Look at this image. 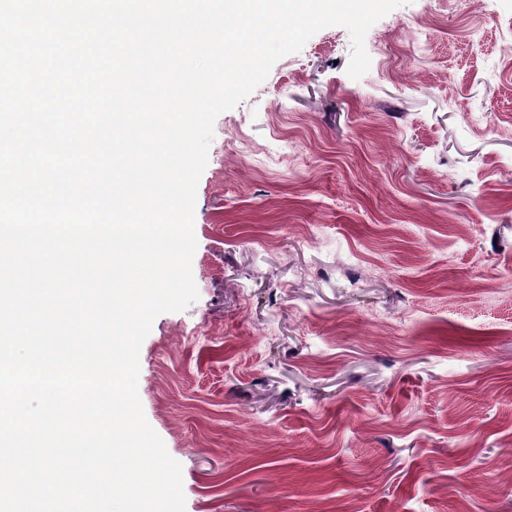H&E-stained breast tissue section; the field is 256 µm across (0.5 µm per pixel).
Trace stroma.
Segmentation results:
<instances>
[{
    "label": "stroma",
    "mask_w": 512,
    "mask_h": 512,
    "mask_svg": "<svg viewBox=\"0 0 512 512\" xmlns=\"http://www.w3.org/2000/svg\"><path fill=\"white\" fill-rule=\"evenodd\" d=\"M324 28L214 123L138 395L186 512H512V0Z\"/></svg>",
    "instance_id": "stroma-1"
}]
</instances>
